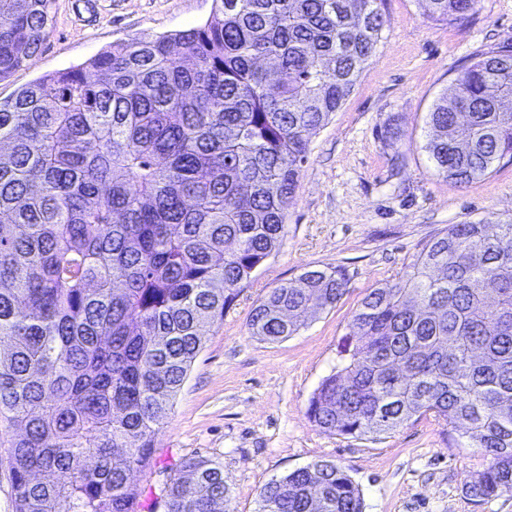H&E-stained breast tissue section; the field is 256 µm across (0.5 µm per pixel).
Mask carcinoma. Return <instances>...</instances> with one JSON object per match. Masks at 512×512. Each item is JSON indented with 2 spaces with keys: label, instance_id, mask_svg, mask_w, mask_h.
Instances as JSON below:
<instances>
[{
  "label": "carcinoma",
  "instance_id": "obj_1",
  "mask_svg": "<svg viewBox=\"0 0 512 512\" xmlns=\"http://www.w3.org/2000/svg\"><path fill=\"white\" fill-rule=\"evenodd\" d=\"M451 24L479 0H423ZM54 0H0V80L40 49ZM200 27L120 40L0 101V420L16 512H141L205 328L286 233L310 139L382 37L384 0H213ZM423 150L462 186L512 162V49L474 61L428 113ZM339 266L252 310L282 341L331 308ZM307 414L379 438L431 414L490 463L465 492L512 494V221L451 224L372 289ZM223 465L185 457L165 512H229ZM258 512H363L319 459L265 485Z\"/></svg>",
  "mask_w": 512,
  "mask_h": 512
}]
</instances>
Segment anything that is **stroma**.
I'll use <instances>...</instances> for the list:
<instances>
[{
	"mask_svg": "<svg viewBox=\"0 0 512 512\" xmlns=\"http://www.w3.org/2000/svg\"><path fill=\"white\" fill-rule=\"evenodd\" d=\"M213 0H55L40 51L0 80V100L35 80L87 62L112 42L206 23ZM386 25L341 108L312 137L287 234L224 319L210 327L136 483L164 512L162 490L187 456L224 467L230 512H257L272 479L319 459L359 484L364 512H512V495L476 501L467 475L489 463L434 416L377 439L320 430L309 400L337 361L361 300L401 276L451 224L512 219V164L466 186L438 176L422 146L426 117L474 58L512 46V0H481L475 13L433 23L424 0H385ZM343 267L346 291L283 341L251 336L252 309L305 270Z\"/></svg>",
	"mask_w": 512,
	"mask_h": 512,
	"instance_id": "stroma-1",
	"label": "stroma"
}]
</instances>
